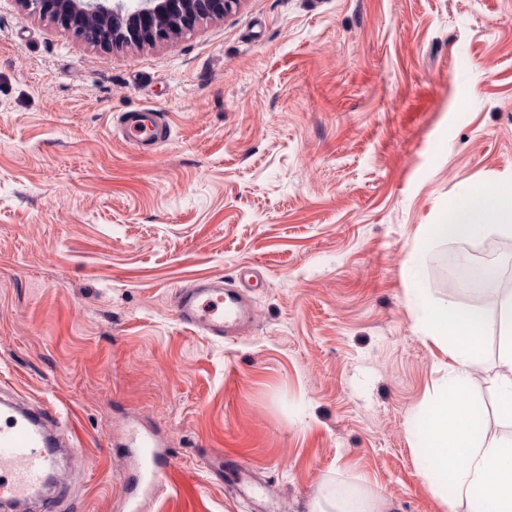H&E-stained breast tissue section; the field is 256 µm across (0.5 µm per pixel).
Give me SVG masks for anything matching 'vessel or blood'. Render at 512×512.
<instances>
[{
    "mask_svg": "<svg viewBox=\"0 0 512 512\" xmlns=\"http://www.w3.org/2000/svg\"><path fill=\"white\" fill-rule=\"evenodd\" d=\"M123 138L145 153L156 152L171 129L152 110L123 113L119 120ZM257 275H239L233 282L209 275L179 287L173 311L177 321L190 329L227 342L244 335L255 320L252 293ZM67 416L47 405L13 397L0 400V512H57L58 500L47 485L49 473L59 469L60 437ZM134 456L138 473L125 483L127 502H135L139 488L158 492L171 455L160 439L149 432L130 435L125 443Z\"/></svg>",
    "mask_w": 512,
    "mask_h": 512,
    "instance_id": "1",
    "label": "vessel or blood"
}]
</instances>
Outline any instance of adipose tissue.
<instances>
[{"mask_svg":"<svg viewBox=\"0 0 512 512\" xmlns=\"http://www.w3.org/2000/svg\"><path fill=\"white\" fill-rule=\"evenodd\" d=\"M490 213L498 220L491 230L511 237L512 185L496 192L476 187L450 200L438 223L426 225L415 249L422 252L448 240L476 245L489 230L483 219ZM409 295L418 309L421 333L450 359L413 424L423 476L450 512L463 505L468 512H512V439L489 438L485 411L469 396L482 365L487 314L429 298L416 279ZM497 307L496 373L490 386L500 416L512 421V292Z\"/></svg>","mask_w":512,"mask_h":512,"instance_id":"adipose-tissue-1","label":"adipose tissue"}]
</instances>
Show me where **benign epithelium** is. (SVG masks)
<instances>
[{
    "label": "benign epithelium",
    "mask_w": 512,
    "mask_h": 512,
    "mask_svg": "<svg viewBox=\"0 0 512 512\" xmlns=\"http://www.w3.org/2000/svg\"><path fill=\"white\" fill-rule=\"evenodd\" d=\"M76 37L103 48L154 45L187 32L199 20L227 16L241 0H17Z\"/></svg>",
    "instance_id": "1"
}]
</instances>
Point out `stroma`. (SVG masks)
Listing matches in <instances>:
<instances>
[{
  "instance_id": "1",
  "label": "stroma",
  "mask_w": 512,
  "mask_h": 512,
  "mask_svg": "<svg viewBox=\"0 0 512 512\" xmlns=\"http://www.w3.org/2000/svg\"><path fill=\"white\" fill-rule=\"evenodd\" d=\"M162 112L141 153L115 131ZM512 183V0H241L169 43L105 51L0 0V386L69 414L59 512H123L122 448L172 456L139 512H309L326 479L378 512H448L414 418L448 363L408 295L458 243L414 246L448 199ZM256 267L235 344L174 315L198 274ZM472 393L512 436L487 385ZM268 479L240 497L222 461ZM118 131L145 153L156 152L170 137V126L151 109L126 112L119 119Z\"/></svg>"
}]
</instances>
